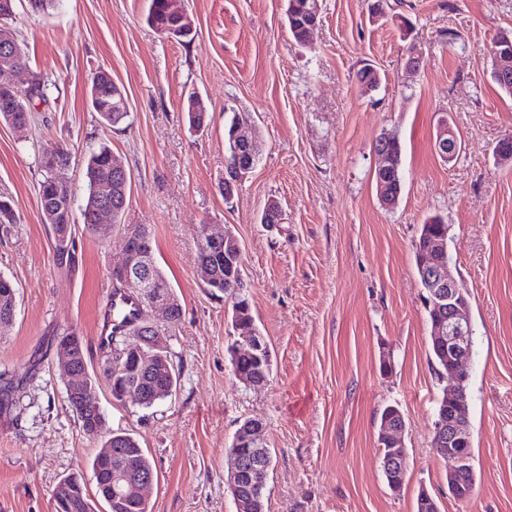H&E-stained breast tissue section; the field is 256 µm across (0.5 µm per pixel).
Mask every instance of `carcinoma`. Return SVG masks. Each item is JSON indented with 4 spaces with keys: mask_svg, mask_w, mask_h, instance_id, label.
<instances>
[{
    "mask_svg": "<svg viewBox=\"0 0 512 512\" xmlns=\"http://www.w3.org/2000/svg\"><path fill=\"white\" fill-rule=\"evenodd\" d=\"M295 3L297 8L286 9V18L289 31L295 41L301 42L304 37V26L308 22L306 7L317 0H287ZM184 0H150V7L146 17L147 23L161 34L180 38L179 32L183 30ZM87 101L90 109L96 112L101 124L109 129L119 128L126 124L130 113L126 111L127 97L124 88L112 79V73L100 69L88 78ZM37 111L34 105L21 99L6 108L0 104V121L8 126H25ZM56 156L58 168L52 172L41 169V178L38 180V194L42 221L55 231L68 226L64 214H74L79 209L82 223L88 229L96 224L95 211L98 201L94 196L93 187L97 183H112V212L116 223H121L122 217L129 202L130 187L126 185L122 176L112 170V148L105 142L98 143L91 148L85 159V184L83 187L82 203H77L76 194L69 178L63 172V167L70 165L71 154L68 149L55 145L51 148ZM437 239L448 240V224L441 216H432L425 220L419 229V247L424 248ZM235 253V246L228 241L224 245V254L215 255L204 248L198 250V263L209 270L204 283L214 293L224 292V279L229 277V268L224 265V258ZM54 256L56 266L67 273L79 268L82 257L71 255L67 246L54 241ZM231 323H242L251 331H256L254 317L248 299L240 296V301L231 302ZM139 325V317L134 316L112 331V337L103 347L104 357L103 378L107 384H112L114 375L113 366L126 348L129 336ZM243 340L236 338L230 347L231 365L234 375L241 381H248L250 385L257 386L263 378L270 375V354L264 352L253 353L242 347ZM429 354L435 367L439 380H448V373L454 370L452 358L448 356V348L441 343L438 336H429ZM151 366L139 368L135 373L122 374L118 380L128 384L135 382L144 384L151 400L147 407L151 408L168 398L170 390L176 388L178 369L171 355L154 354L150 357ZM464 394L457 402L448 401V386H443L441 396L437 402L436 419L453 413L462 424L471 426V399L470 381L461 384ZM378 443L381 450L380 466L386 477L388 486L395 492L401 490L405 478L389 466L397 457L407 456V448L402 441L396 442L385 434L386 429L406 430L408 423L404 414L395 406L388 405L382 409L378 416ZM261 422L256 419L244 420L236 429L232 442L225 450L227 458V483L233 497L236 512H265V490L269 470L273 466L271 449L263 446V439L256 437V429ZM83 434L100 442L95 456L91 462L95 480V494L84 493V500L103 502L108 512H151L149 502L145 501L138 492V483L134 477L143 472L154 470L153 463L145 454L134 437L126 432H109L105 429L94 431L88 421L80 423ZM255 440L260 447L245 448L241 442L245 439ZM258 458L255 465L247 471L238 470L240 461L246 454ZM117 475L126 477L123 484L121 506L117 507L109 502L105 488L110 478Z\"/></svg>",
    "mask_w": 512,
    "mask_h": 512,
    "instance_id": "cac0c4a2",
    "label": "carcinoma"
}]
</instances>
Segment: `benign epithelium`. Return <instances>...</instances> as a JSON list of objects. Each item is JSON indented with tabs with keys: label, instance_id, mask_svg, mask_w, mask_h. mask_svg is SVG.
<instances>
[{
	"label": "benign epithelium",
	"instance_id": "benign-epithelium-1",
	"mask_svg": "<svg viewBox=\"0 0 512 512\" xmlns=\"http://www.w3.org/2000/svg\"><path fill=\"white\" fill-rule=\"evenodd\" d=\"M0 55L3 63L0 64V85L13 91H22L29 88V83L15 86L10 77L18 70L21 60V51L9 40L0 43ZM493 57L495 61L494 77L503 84L512 82V32L500 33L493 45ZM233 157L226 163L224 173V198L231 201L234 191L242 186L254 164L241 161V154L246 152L254 154L253 141L247 121L240 117L234 124L232 138ZM459 149L458 132L444 119L437 128L435 150L445 161H452ZM374 152L378 159L374 175H384L397 168L395 153L391 148L388 138L382 137L376 140ZM95 195L99 205L97 208L98 219L94 224L95 229L112 225V187L109 183L95 186ZM228 234L213 230L212 225L205 224L202 227V242L212 247H222ZM446 250V244L438 242L420 251L419 270L426 283L428 297L426 306H433L443 312L437 317L435 334L448 336V355L453 357L458 372L465 375L469 370L470 345L469 336L472 331L470 318L464 312L457 293L458 282L452 278L448 271V263L442 259V253ZM112 276L118 278L125 289H131L145 298L148 311L152 319L141 323L140 336L136 337V343L131 345L130 357L136 358L141 352V346L146 345L160 351H169L166 339L163 336L165 328L171 324L170 305L172 301L168 297L155 292L157 288L151 269V260L145 254L129 253L123 263L112 270ZM58 363L68 377L66 386V399L80 404L86 412L98 417L102 416V409L96 398V390L83 384V373L73 364V356L70 348L63 347L59 352ZM120 400H133L138 404L145 403L149 395L141 386H127L117 391ZM436 434L441 444L448 446L441 458L451 462L448 468V484L450 494L458 500H466L473 494L469 488L464 492L458 491L456 477L460 471L467 469V458L459 456L454 447L465 442L470 431L461 430L456 419L448 418L436 426Z\"/></svg>",
	"mask_w": 512,
	"mask_h": 512
}]
</instances>
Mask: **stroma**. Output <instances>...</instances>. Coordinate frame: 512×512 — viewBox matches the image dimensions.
<instances>
[{
  "label": "stroma",
  "instance_id": "35a3bbf8",
  "mask_svg": "<svg viewBox=\"0 0 512 512\" xmlns=\"http://www.w3.org/2000/svg\"><path fill=\"white\" fill-rule=\"evenodd\" d=\"M371 2L322 0L321 25L304 43L288 31L286 0H186V42L147 24L150 0H57L40 16L18 9L22 68L13 80L40 73L49 83L34 123L20 132L0 124V196L20 218L0 228V275L16 287L15 319L0 330V512H54L62 477L92 476L98 444L43 355L70 328L90 371L102 373L99 320L127 225L147 228L183 309L167 339L179 366L171 397L142 409L98 386L107 430L135 436L154 464L152 512H235L225 450L247 418L262 422L274 452L267 512H416L424 489L440 512H512V162L495 156L512 135V95L493 82L490 52L512 31V0H386L376 20ZM413 44L424 60L410 73ZM369 61L380 82L367 92L356 72ZM100 67L126 90L128 127L105 129L88 108L85 80ZM192 91L208 112L198 133L182 107ZM231 107L254 121L258 161L228 202ZM443 116L462 139L448 163L435 151ZM385 133L403 143V191L390 208L373 176ZM103 140L131 174L129 207L122 225L80 234L83 263L67 274L40 217V159L66 145L79 191L83 157ZM272 201L284 223H262ZM436 214L450 226L449 273L470 294L477 481L467 502L449 496L448 465L431 448L441 387L416 248ZM203 224L242 247L243 291L271 356L264 386L232 373L229 304L198 272ZM35 362L15 409L16 385ZM388 405L408 422L397 492L379 464L377 414Z\"/></svg>",
  "mask_w": 512,
  "mask_h": 512
}]
</instances>
